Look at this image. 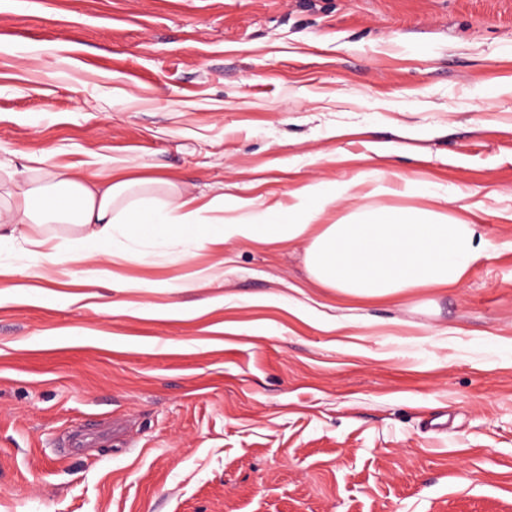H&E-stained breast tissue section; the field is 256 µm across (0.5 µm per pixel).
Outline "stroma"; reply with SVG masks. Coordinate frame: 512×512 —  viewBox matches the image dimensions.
Returning <instances> with one entry per match:
<instances>
[{"mask_svg":"<svg viewBox=\"0 0 512 512\" xmlns=\"http://www.w3.org/2000/svg\"><path fill=\"white\" fill-rule=\"evenodd\" d=\"M46 152L228 220L375 170L377 207L471 190L500 252L405 301L295 243L204 288L207 249L113 254L150 292L0 276V512H512V0H0V177Z\"/></svg>","mask_w":512,"mask_h":512,"instance_id":"obj_1","label":"stroma"}]
</instances>
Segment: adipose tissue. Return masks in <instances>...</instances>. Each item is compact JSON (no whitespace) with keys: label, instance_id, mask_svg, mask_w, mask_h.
Masks as SVG:
<instances>
[{"label":"adipose tissue","instance_id":"obj_1","mask_svg":"<svg viewBox=\"0 0 512 512\" xmlns=\"http://www.w3.org/2000/svg\"><path fill=\"white\" fill-rule=\"evenodd\" d=\"M45 185L12 180L0 203V275L15 273L13 245H20L29 276L47 280L52 269L81 266V283L111 280V244L129 249L184 243L220 253L225 243H299L311 279L341 300H400L429 289L463 287L473 263L493 248L474 223L456 217L468 192L445 197V210L376 208L360 204L332 224L320 223L325 209L353 197L354 181L312 182L285 208H266L224 220V198L207 202L173 192L164 211L150 198L129 200L138 179L114 170L86 172L40 159ZM74 229L68 253L53 245L45 227Z\"/></svg>","mask_w":512,"mask_h":512}]
</instances>
